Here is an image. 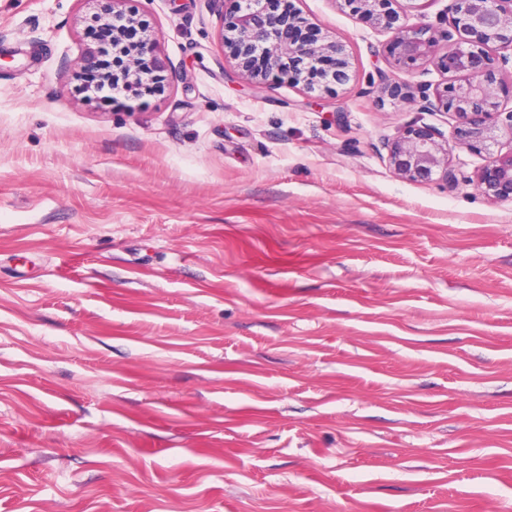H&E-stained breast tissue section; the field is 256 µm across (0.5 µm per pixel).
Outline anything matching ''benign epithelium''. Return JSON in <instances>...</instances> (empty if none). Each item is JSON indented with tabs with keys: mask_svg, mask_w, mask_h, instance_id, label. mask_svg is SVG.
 Listing matches in <instances>:
<instances>
[{
	"mask_svg": "<svg viewBox=\"0 0 512 512\" xmlns=\"http://www.w3.org/2000/svg\"><path fill=\"white\" fill-rule=\"evenodd\" d=\"M222 12L220 39L238 70L255 86L288 80L309 92L335 94L350 80V60L338 41L319 38L297 11L281 8L282 0H236ZM357 18L395 31L391 46L394 64L411 70L432 62L443 73L463 74L460 84L445 85L435 94L421 85L393 82L380 74L381 93L392 100L419 105L422 112H450L455 118L453 141L418 123L399 130L385 143L394 173L406 180L455 184L450 143L483 154L486 163L474 181L477 190L493 200L512 201V147L498 150L502 139L512 144V110L500 109L502 85L488 48L512 46V0H453L452 25L470 36L452 42V34H438L431 26L400 24L397 0H342ZM113 55L122 59L119 70L134 83L149 72L158 75L169 66L160 49V36L141 19L129 15L126 26L112 30ZM98 52L89 47L80 59V74L98 75Z\"/></svg>",
	"mask_w": 512,
	"mask_h": 512,
	"instance_id": "7a95c632",
	"label": "benign epithelium"
}]
</instances>
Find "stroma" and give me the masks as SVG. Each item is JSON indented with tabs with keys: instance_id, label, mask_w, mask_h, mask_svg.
I'll return each mask as SVG.
<instances>
[{
	"instance_id": "35a3bbf8",
	"label": "stroma",
	"mask_w": 512,
	"mask_h": 512,
	"mask_svg": "<svg viewBox=\"0 0 512 512\" xmlns=\"http://www.w3.org/2000/svg\"><path fill=\"white\" fill-rule=\"evenodd\" d=\"M336 94L253 87L216 0H0V512H512V201L406 181L444 112L338 0ZM136 13L163 93L74 90ZM388 161L402 179L420 182L443 181L456 184L450 165L451 147L441 132L417 122L405 126L385 143Z\"/></svg>"
}]
</instances>
